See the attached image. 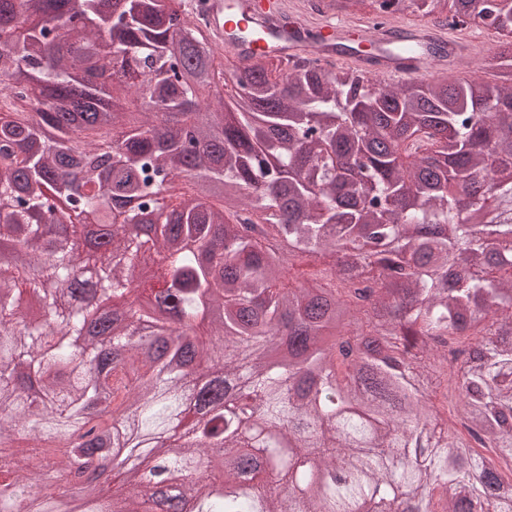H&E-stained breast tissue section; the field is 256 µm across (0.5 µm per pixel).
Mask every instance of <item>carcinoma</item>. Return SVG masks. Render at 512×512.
Segmentation results:
<instances>
[{"label": "carcinoma", "instance_id": "carcinoma-1", "mask_svg": "<svg viewBox=\"0 0 512 512\" xmlns=\"http://www.w3.org/2000/svg\"><path fill=\"white\" fill-rule=\"evenodd\" d=\"M496 55L499 86L272 55L228 81L185 0H0V86L28 108L0 104V448L56 445L33 475L0 456V512H512V43ZM152 255L145 310L127 292ZM298 255L319 270L292 286ZM121 452L149 468L117 501L88 468Z\"/></svg>", "mask_w": 512, "mask_h": 512}]
</instances>
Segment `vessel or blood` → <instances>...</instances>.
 <instances>
[{"instance_id": "vessel-or-blood-1", "label": "vessel or blood", "mask_w": 512, "mask_h": 512, "mask_svg": "<svg viewBox=\"0 0 512 512\" xmlns=\"http://www.w3.org/2000/svg\"><path fill=\"white\" fill-rule=\"evenodd\" d=\"M207 23L213 41L244 62L267 51L287 60L309 56L316 44L338 36L367 44L368 54L349 56L348 61L384 81L414 77L427 61L420 52H392L401 24L374 33L359 21L313 23L286 0H207ZM411 37L424 45H438L437 60L443 66L460 49L459 40L431 30H412Z\"/></svg>"}]
</instances>
